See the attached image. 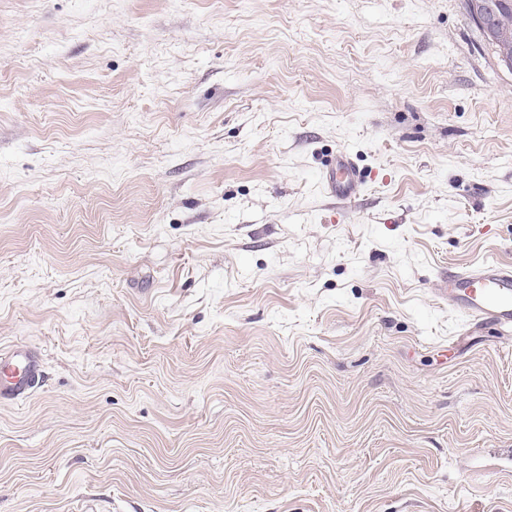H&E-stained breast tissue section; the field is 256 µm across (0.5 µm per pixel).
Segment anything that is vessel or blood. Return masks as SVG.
Instances as JSON below:
<instances>
[{
    "label": "vessel or blood",
    "mask_w": 512,
    "mask_h": 512,
    "mask_svg": "<svg viewBox=\"0 0 512 512\" xmlns=\"http://www.w3.org/2000/svg\"><path fill=\"white\" fill-rule=\"evenodd\" d=\"M333 198L349 202L364 183L358 167L346 153H338L321 174ZM438 293L476 322L512 328V264L485 261L467 269H446L439 275ZM42 370L38 356L29 351L0 350V398L18 401L39 385Z\"/></svg>",
    "instance_id": "vessel-or-blood-1"
}]
</instances>
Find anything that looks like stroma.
<instances>
[{
    "mask_svg": "<svg viewBox=\"0 0 512 512\" xmlns=\"http://www.w3.org/2000/svg\"><path fill=\"white\" fill-rule=\"evenodd\" d=\"M486 260L464 0H0V512H512V329L435 291ZM326 167L321 174V181L329 195L345 202H350L359 195L364 178L346 153L336 154ZM42 370L38 356L30 351L0 350V398L18 401L39 385Z\"/></svg>",
    "mask_w": 512,
    "mask_h": 512,
    "instance_id": "35a3bbf8",
    "label": "stroma"
}]
</instances>
